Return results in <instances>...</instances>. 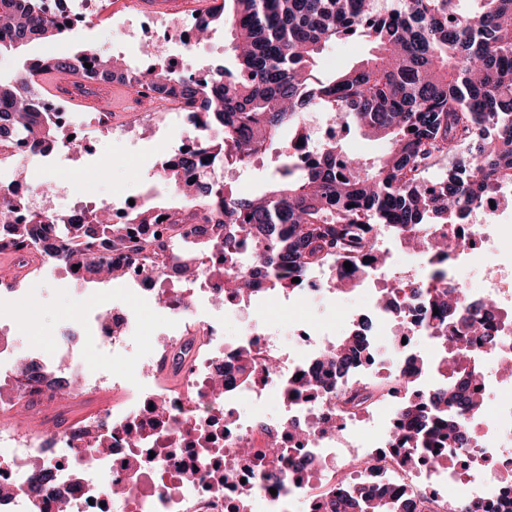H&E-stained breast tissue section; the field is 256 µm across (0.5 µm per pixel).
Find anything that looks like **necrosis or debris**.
<instances>
[{
    "label": "necrosis or debris",
    "instance_id": "obj_1",
    "mask_svg": "<svg viewBox=\"0 0 512 512\" xmlns=\"http://www.w3.org/2000/svg\"><path fill=\"white\" fill-rule=\"evenodd\" d=\"M304 135L291 145L294 164L308 168L317 158V146L339 140L342 123L321 121L306 113ZM473 230L460 240L450 268L484 257L477 287L463 290L471 300L494 298L512 312V254L499 251L500 238L512 236V180L502 184L491 202L470 212L464 221ZM167 263H141L129 268L134 289L124 305L100 308L92 322L80 325L59 320L54 342L37 368L26 370V355L18 341L0 329V386L10 398L0 411L10 412L28 402L47 400L60 376L80 381V394L112 385L120 398L102 408L74 433L54 434L31 428L23 421L0 425V512H55L65 501L67 512H327L337 489L386 486L405 491L418 503V512H446L449 500L482 502L486 512H512V379L493 374L482 396L491 403L489 418L471 423L474 446L463 449L456 472L442 473L430 464L410 468L399 448L402 421L398 399H421V388L406 387L405 376L414 369L406 336L428 330L426 308L414 299L398 300L395 310L369 306L391 338L388 351L362 359L341 383L371 387V378L383 374L392 386L376 392L370 404L355 407L335 389H320L297 398L281 395L283 382L309 369L329 342L315 326L298 327L288 345H280L267 327L251 324L228 337L224 322L197 320L190 303L211 298L209 280L181 291L159 288ZM152 297L172 323L170 332L142 341L131 308L141 297ZM204 335L208 346L193 350L183 368L180 390L160 386L146 371H129L138 351L150 356L179 349L189 337ZM110 348L125 362L110 374L89 372L80 339ZM250 349L255 372L247 388H229L219 396L211 382L234 375L237 355ZM282 397L279 414L264 416L256 408L270 397ZM109 421V445L89 453L87 445L100 421ZM143 442L135 445L132 434ZM277 436L286 458L302 465V478L288 488L270 493L263 473L273 464H260L259 454L269 436ZM359 469H351L353 459ZM199 476H192V469ZM44 475L39 491L30 488L32 473Z\"/></svg>",
    "mask_w": 512,
    "mask_h": 512
}]
</instances>
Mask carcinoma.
<instances>
[{
    "instance_id": "obj_1",
    "label": "carcinoma",
    "mask_w": 512,
    "mask_h": 512,
    "mask_svg": "<svg viewBox=\"0 0 512 512\" xmlns=\"http://www.w3.org/2000/svg\"><path fill=\"white\" fill-rule=\"evenodd\" d=\"M61 11L49 13L43 0H0V53L32 42L53 45L74 36L78 23ZM194 17L195 36L209 34L220 22L227 28L236 64L208 69L200 82L167 61L164 45L152 44L154 66L133 71L86 48L56 55V65L41 56L14 78L0 79V134L14 131L35 155L46 157L62 144L61 129L34 118L46 100L34 77L51 69L80 71L90 82L136 83L144 103L155 88L179 89L185 124L207 134L213 162L234 149L231 163L244 164L278 143L285 127L300 128L313 108L340 118L369 138L384 139L388 151L372 166L347 155L338 143L319 150L308 169L282 166L269 186L238 192L212 176L192 187L171 186L188 200L197 224H185L182 210L170 209L168 223H153L139 210L127 224L103 223L88 211L83 224H51L50 210L32 209L22 196H0V250H43L65 268L79 266L82 279L116 270L105 256L119 251L133 265L146 257L174 262L183 280L204 272L249 297L253 278L266 277L272 291L295 292L292 282L308 271L330 266L346 289L359 285L384 266L388 251L374 228L403 239L409 227L429 230L459 224L484 198L495 194L512 175V0H210ZM356 38L371 45L357 64L325 81L317 77L316 56L331 42ZM91 67H85V64ZM347 169L337 178L336 159ZM22 215L26 223L12 217ZM253 241L248 254L241 247ZM458 243L429 232L419 242L427 256L425 279H445L435 261ZM217 252L219 263L207 269L196 260ZM352 264L346 269L344 263ZM410 292L429 313L433 358H419L415 379L426 387L424 400L402 399L398 413L409 428L401 436L403 462L417 467L448 462L437 451L450 438L469 447L467 418L484 416L488 405L457 390L462 383L479 390L484 381L480 348H494L499 337L491 327L497 311L492 299L468 301L456 289L416 285ZM438 313H433V309ZM468 323L470 337L453 335ZM373 322L364 318L355 335L336 340L324 356L336 375L349 370L362 354L372 353ZM326 385L318 371L292 380L288 391ZM336 512H414L413 498L388 488L353 487L336 495Z\"/></svg>"
}]
</instances>
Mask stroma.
<instances>
[{"label":"stroma","instance_id":"stroma-1","mask_svg":"<svg viewBox=\"0 0 512 512\" xmlns=\"http://www.w3.org/2000/svg\"><path fill=\"white\" fill-rule=\"evenodd\" d=\"M150 16V11L143 8L129 14L127 0H105L101 18L86 19L78 40L70 42L68 48L77 51L92 47L105 56L123 59L128 66L140 67L143 60L140 22ZM363 54L359 41H337L327 45L318 56L316 70L323 78L335 76ZM233 62L229 36L220 26L197 44L191 56V65L196 69L214 64L229 67ZM144 114L138 104H131L127 111L107 121L105 129L92 131V150L80 154L61 148L52 153L46 165L21 166L16 174L43 184L67 187L96 205L119 202L134 194L141 181L156 174L163 149L178 146L186 130L175 113L164 112L154 115L153 128L138 143L122 138L121 129L140 127ZM92 167L97 170V179L88 186L84 174ZM121 288L118 281L77 284L61 272L46 274L38 258L23 263L15 254L0 253V315L13 319L17 336L35 343L50 344L52 329L59 318L88 320L97 308L120 297ZM19 290L37 298L35 318H28L25 309L15 303V293ZM372 299V289L361 287L348 294L327 295L314 305L279 293L271 300L255 302L238 314L235 322L244 326L256 321L284 333L294 321L306 319L317 327L340 332L350 316Z\"/></svg>","mask_w":512,"mask_h":512}]
</instances>
